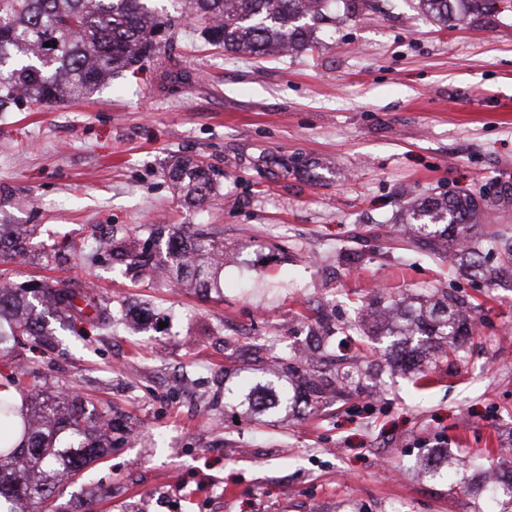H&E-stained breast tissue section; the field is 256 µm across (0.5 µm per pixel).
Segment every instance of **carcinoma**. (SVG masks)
<instances>
[{"label":"carcinoma","mask_w":512,"mask_h":512,"mask_svg":"<svg viewBox=\"0 0 512 512\" xmlns=\"http://www.w3.org/2000/svg\"><path fill=\"white\" fill-rule=\"evenodd\" d=\"M433 22L446 26L495 10L497 0H419ZM335 0H172L177 15L166 20L151 0H0V109L17 101L39 107L87 98L115 74L135 67L156 51L155 28L182 18L207 25L209 36L231 52L268 56L301 52L310 47V33L327 20ZM56 46H44V43ZM168 176L184 201L195 207L208 203L213 192L208 169L193 159L172 164ZM475 198L458 193L430 198L409 212L410 244L423 239L496 282L512 270V242L507 232L490 234L491 247L503 248L508 265L488 270L468 247ZM28 229L0 224V264L25 257ZM108 248L112 259L125 263L132 276L152 284L164 280L177 289L207 291L217 286L224 271V242L188 224L179 230L169 224H140L107 238H93L78 253L90 257ZM117 306L86 282L57 279L16 285L0 276V512H41L39 507L64 480L83 473L119 442L112 430L120 417L97 411L95 405L62 390L38 401L43 387L27 390L32 408L16 421L15 402L1 394L21 391L16 368L7 360L23 336L45 335L46 318L66 316L72 323H91L105 331L117 323ZM474 315L451 294L427 299L407 315L391 336H406L431 357L458 352L471 335ZM298 395L276 379H244L224 388V403L248 406L275 416L295 410ZM489 512H512L508 491L485 490Z\"/></svg>","instance_id":"1"}]
</instances>
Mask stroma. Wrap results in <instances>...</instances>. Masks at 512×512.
Listing matches in <instances>:
<instances>
[{"mask_svg":"<svg viewBox=\"0 0 512 512\" xmlns=\"http://www.w3.org/2000/svg\"><path fill=\"white\" fill-rule=\"evenodd\" d=\"M317 37L258 59L180 23L88 98L0 112V222L45 227L15 281L75 277L126 311L12 353L22 385L75 387L126 426L48 512H482L479 462L512 471V279L399 241L405 203L462 190L487 231L512 228V12L443 27L418 0H356ZM177 157L209 166L206 208L172 187ZM136 224L223 239L220 292L146 288L106 256L45 261ZM379 291L452 293L479 329L419 386L360 322ZM307 345L341 392L289 416L225 406V381L287 372ZM445 454L452 478L413 476Z\"/></svg>","mask_w":512,"mask_h":512,"instance_id":"35a3bbf8","label":"stroma"}]
</instances>
